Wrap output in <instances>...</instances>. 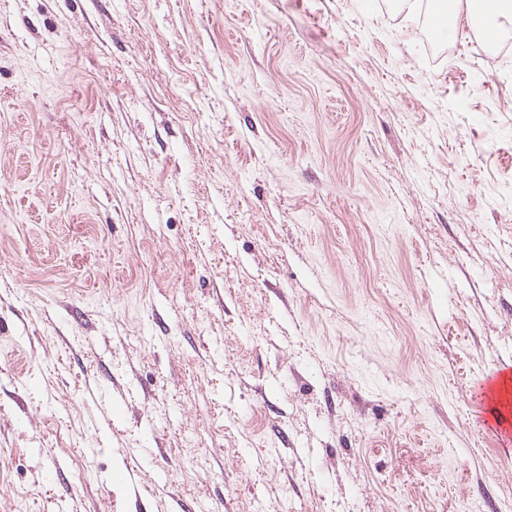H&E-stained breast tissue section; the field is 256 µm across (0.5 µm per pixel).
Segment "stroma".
Masks as SVG:
<instances>
[{"label":"stroma","instance_id":"1","mask_svg":"<svg viewBox=\"0 0 512 512\" xmlns=\"http://www.w3.org/2000/svg\"><path fill=\"white\" fill-rule=\"evenodd\" d=\"M500 46L398 0H0V512H512Z\"/></svg>","mask_w":512,"mask_h":512}]
</instances>
